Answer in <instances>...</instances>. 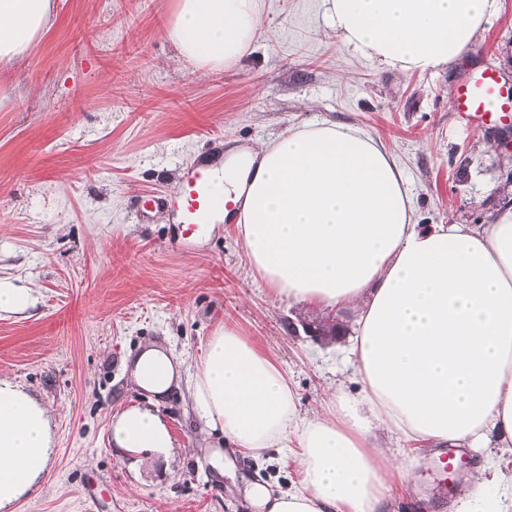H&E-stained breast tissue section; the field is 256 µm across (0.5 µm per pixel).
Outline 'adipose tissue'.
I'll use <instances>...</instances> for the list:
<instances>
[{
    "mask_svg": "<svg viewBox=\"0 0 512 512\" xmlns=\"http://www.w3.org/2000/svg\"><path fill=\"white\" fill-rule=\"evenodd\" d=\"M499 0H324L328 28L357 54L398 73L454 63ZM55 0H0V62L29 53ZM260 22L258 0H178L170 40L181 60L211 68L240 58ZM216 185L241 208L254 273L281 299L357 310L346 361L358 395L337 382L321 412L301 415L286 372L234 327L219 329L195 368L156 344L124 360L144 405L116 411L112 443L126 455L173 445L156 410L186 389L208 434L261 456L291 447V490L249 483L257 512H383L384 490L416 458L391 457L380 433L415 448L512 449V206L487 224L417 228L391 153L358 128L308 124L229 151ZM50 408L0 375V512L39 491L55 454ZM460 512H512V477L495 463L460 490Z\"/></svg>",
    "mask_w": 512,
    "mask_h": 512,
    "instance_id": "adipose-tissue-1",
    "label": "adipose tissue"
}]
</instances>
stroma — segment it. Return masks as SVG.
<instances>
[{"instance_id":"obj_1","label":"stroma","mask_w":512,"mask_h":512,"mask_svg":"<svg viewBox=\"0 0 512 512\" xmlns=\"http://www.w3.org/2000/svg\"><path fill=\"white\" fill-rule=\"evenodd\" d=\"M177 0H56L30 52L0 66V280L31 282L37 301L0 314V374L54 408L56 454L41 490L17 512H248L244 484L285 490L297 465L282 448L211 463L204 422L181 396L160 407L175 440L151 471L116 451L114 411L140 402L123 372L158 343L194 365L219 328L257 339L288 373L301 414L336 379H352L340 346L289 323L324 316L275 299L254 275L235 224L193 241L172 212L134 211L172 193L184 170L230 148L329 121L357 127L403 170L416 222L485 224L512 185V121L463 122L449 107L461 76L494 68L512 85V0L452 65L396 73L329 32L322 0H261L242 57L211 70L177 61L168 29ZM436 449L410 485L392 482L387 512H456L439 494Z\"/></svg>"}]
</instances>
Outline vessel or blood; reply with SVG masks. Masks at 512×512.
I'll return each instance as SVG.
<instances>
[{"instance_id": "obj_1", "label": "vessel or blood", "mask_w": 512, "mask_h": 512, "mask_svg": "<svg viewBox=\"0 0 512 512\" xmlns=\"http://www.w3.org/2000/svg\"><path fill=\"white\" fill-rule=\"evenodd\" d=\"M450 107L469 123L480 125L490 121L494 113H511L512 93L505 91L496 72L487 68L460 79ZM166 203L178 217L186 239L197 236L201 225L217 223L226 206L212 173L202 162L187 171Z\"/></svg>"}]
</instances>
